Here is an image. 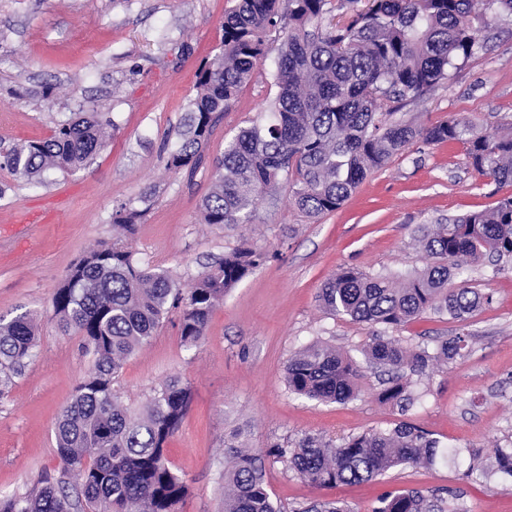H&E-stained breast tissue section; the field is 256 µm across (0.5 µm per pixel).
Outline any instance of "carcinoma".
<instances>
[{
    "label": "carcinoma",
    "mask_w": 512,
    "mask_h": 512,
    "mask_svg": "<svg viewBox=\"0 0 512 512\" xmlns=\"http://www.w3.org/2000/svg\"><path fill=\"white\" fill-rule=\"evenodd\" d=\"M235 0L224 15L220 50L196 74V94L182 140L168 168L194 173L218 122L267 55V34H282L277 94L267 113L224 143L214 162L215 182L201 205L206 224L232 227L250 221L266 195L288 186L296 209L317 218L339 209L363 180L392 155L417 141H462L474 170L496 184L512 183V131L482 133L469 121L446 118L415 126L394 118L448 80L478 44L487 11L512 16V0ZM343 20L334 21L333 10ZM109 120L88 110L58 124L39 141L11 146L0 168L37 186L52 171L89 164L110 140ZM142 211L127 205L113 223L132 232ZM433 259L404 277L370 275L342 267L320 289L333 316L398 327L429 311L458 321L492 301L465 284L466 266L485 256L512 259V196L489 209L446 224L417 229ZM266 260L261 248L224 255L189 284L163 268L135 259L128 243L104 242L83 254L52 295L53 318L80 338L91 358L53 428L58 476L30 495L0 496V512H178L188 493L165 456V445L187 414L192 391L170 378L134 413L114 387L126 360L147 344L163 320L179 311L188 348L204 339L216 305ZM37 347V323L23 313L0 317V396L23 374ZM466 339L440 342L435 352L410 351L374 336L363 354L388 374L378 394L397 405L409 400L405 370L422 372L433 361L461 356ZM358 362L336 347L313 342L288 360V390L318 402H343L360 392ZM224 468L223 512H280L268 492L262 457L280 462L317 487L370 482L390 471L435 462L439 442L408 423L357 434L339 442L306 435L276 444L265 455L230 445ZM76 478L70 484V478ZM298 512H350L339 501H316ZM372 512H461L454 498L420 490L386 491Z\"/></svg>",
    "instance_id": "cac0c4a2"
}]
</instances>
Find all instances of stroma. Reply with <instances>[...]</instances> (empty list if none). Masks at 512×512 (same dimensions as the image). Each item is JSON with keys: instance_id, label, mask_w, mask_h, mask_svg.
I'll return each instance as SVG.
<instances>
[{"instance_id": "obj_1", "label": "stroma", "mask_w": 512, "mask_h": 512, "mask_svg": "<svg viewBox=\"0 0 512 512\" xmlns=\"http://www.w3.org/2000/svg\"><path fill=\"white\" fill-rule=\"evenodd\" d=\"M234 0H0V148L50 137L79 107L114 123L93 163L56 172L33 186L0 169V315L28 311L39 324L34 357L0 397V495L36 491L57 475L53 425L91 363L78 336L59 330L51 297L70 265L111 241L117 205L143 208L128 243L139 261L188 283L243 246L268 258L213 311L206 336L183 346L171 312L152 340L124 364L116 388L139 408L170 378L187 381L191 407L167 444L170 466L189 486L180 512H221L225 444L243 430L246 447L265 453L305 435L340 439L405 421L431 433L441 456L362 484L318 488L278 462L265 482L282 512L313 500H340L371 512L386 490L454 493L464 512H512V478L497 470L512 448V262L472 266L469 287L493 300L466 322L428 313L404 326H371L334 317L317 296L342 267L405 275L428 258L416 235L424 224L490 208L512 184L486 182L460 141L418 142L391 156L335 212L310 219L286 189L265 197L250 224L201 221L214 162L224 140L264 112L276 93L269 73L280 40L269 36L259 71L217 124L195 174L167 168L195 94L200 63L219 50L224 13ZM53 85L43 97L45 85ZM398 116L416 125L456 117L479 130L512 128V17L487 21L474 54L423 102ZM467 352L411 375L413 401L378 400L383 377L367 372L358 398L318 403L292 394L285 366L303 345L322 341L354 359L375 335L409 349H434L457 335Z\"/></svg>"}]
</instances>
